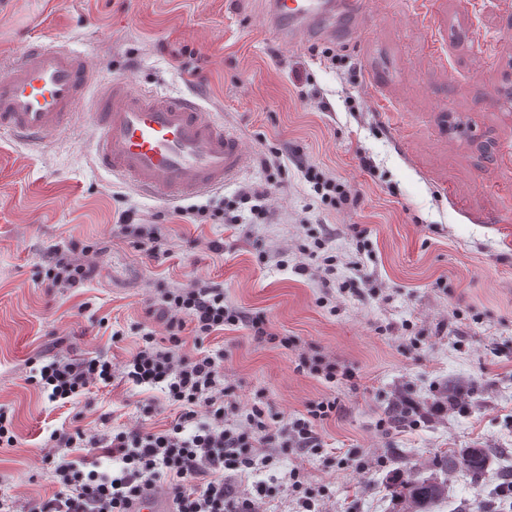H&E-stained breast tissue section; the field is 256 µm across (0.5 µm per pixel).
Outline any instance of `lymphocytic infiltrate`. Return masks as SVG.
I'll return each mask as SVG.
<instances>
[{
  "mask_svg": "<svg viewBox=\"0 0 512 512\" xmlns=\"http://www.w3.org/2000/svg\"><path fill=\"white\" fill-rule=\"evenodd\" d=\"M97 270L90 252L77 257L55 246L44 256L42 282L49 288H76L93 280ZM149 312L165 332L144 329L125 360L56 354L29 381L60 408L119 381L157 388L175 410L169 426H117L103 433L54 430L46 458L55 464L56 491L19 504L1 499L0 512H130L133 500L155 491L171 495L175 512H259L264 489L241 495L225 471L268 468L288 451L321 453L317 424L335 412V402L321 400L305 415L272 423L264 392H255L250 409L242 410L224 383L223 351L202 348L209 337L239 326L265 340L269 332L263 319L241 311L226 300L223 288L198 278L159 293ZM186 330L196 353L184 350ZM82 448L112 458L118 469L89 468L86 458L74 455Z\"/></svg>",
  "mask_w": 512,
  "mask_h": 512,
  "instance_id": "obj_1",
  "label": "lymphocytic infiltrate"
}]
</instances>
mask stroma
I'll list each match as a JSON object with an SVG mask.
<instances>
[{"instance_id": "stroma-1", "label": "stroma", "mask_w": 512, "mask_h": 512, "mask_svg": "<svg viewBox=\"0 0 512 512\" xmlns=\"http://www.w3.org/2000/svg\"><path fill=\"white\" fill-rule=\"evenodd\" d=\"M351 26L331 44L291 47L267 26L264 0H0V56L60 40L136 89L198 93L251 158L246 172L195 199L238 203L239 223L193 224L178 202L98 169L91 126L44 150L0 133V408L19 437L0 448V499L55 492L44 457L56 428L170 422V412H147L151 393L131 384L68 409L25 377L29 362L59 349L123 360L154 324L150 298L195 277L223 286L276 335L259 343L239 328L205 341L223 348L241 403L262 389L270 413L286 418L336 402L320 427L322 454H284L236 477L246 493L271 486L264 512H295L296 466L323 512H395L388 481L405 463L489 448L493 462L512 464V0H358ZM327 48L337 62L324 58ZM274 150L288 157L283 171L261 164ZM310 164L356 204L323 203L305 177ZM253 184L269 187L268 219L238 202ZM126 210L157 225L162 253L116 234ZM319 241L337 257L341 288L330 299L319 278L279 264ZM57 244L101 248L98 276L64 292L41 284ZM304 352L353 379L299 370ZM453 387L463 404L431 414ZM403 395L419 403V426L393 411ZM355 451L367 463L360 473L339 463ZM480 505L512 512V497L455 479L436 512Z\"/></svg>"}]
</instances>
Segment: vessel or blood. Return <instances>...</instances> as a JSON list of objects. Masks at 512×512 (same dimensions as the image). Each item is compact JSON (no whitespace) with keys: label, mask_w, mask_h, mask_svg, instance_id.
Masks as SVG:
<instances>
[{"label":"vessel or blood","mask_w":512,"mask_h":512,"mask_svg":"<svg viewBox=\"0 0 512 512\" xmlns=\"http://www.w3.org/2000/svg\"><path fill=\"white\" fill-rule=\"evenodd\" d=\"M267 20L291 45L352 33L344 0H267ZM79 119L97 131V167L161 199L223 186L249 164L196 99L133 89L65 43L34 42L0 63V131L48 147Z\"/></svg>","instance_id":"b4317fda"}]
</instances>
